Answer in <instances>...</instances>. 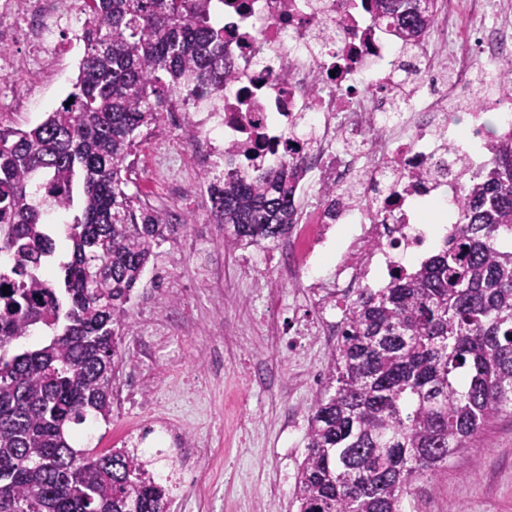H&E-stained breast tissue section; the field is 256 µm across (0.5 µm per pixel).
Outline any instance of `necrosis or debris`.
<instances>
[{"label":"necrosis or debris","instance_id":"1","mask_svg":"<svg viewBox=\"0 0 512 512\" xmlns=\"http://www.w3.org/2000/svg\"><path fill=\"white\" fill-rule=\"evenodd\" d=\"M213 9L231 74L207 111L189 117L171 103L168 126L205 132L214 167L299 169L286 276L304 274L322 305L384 287L430 248L420 219L429 204L457 236L464 188L512 134V88L462 112L450 106L477 72L495 81L512 64V0H434L433 21L410 43L376 22L366 0H216ZM76 13L72 0H0V73L17 67L7 45L23 42L51 77L60 52L52 29ZM407 60L417 75L396 114ZM343 224L356 230L321 274L312 258Z\"/></svg>","mask_w":512,"mask_h":512}]
</instances>
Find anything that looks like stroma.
I'll use <instances>...</instances> for the list:
<instances>
[{"label":"stroma","instance_id":"35a3bbf8","mask_svg":"<svg viewBox=\"0 0 512 512\" xmlns=\"http://www.w3.org/2000/svg\"><path fill=\"white\" fill-rule=\"evenodd\" d=\"M54 38L61 55L53 78L28 66L0 77V89L31 95L24 107L0 111V125L31 128L68 92L84 45L66 23ZM127 162L129 192L149 195L150 207L180 227L158 260L176 293L159 292L149 272L135 288L114 379L130 389V402L92 434L109 448L120 432L165 421L205 449L202 464L189 472L179 465L180 449L162 445L155 433L145 440L163 456L154 465L159 478L176 479L168 512H296L308 417L325 392L334 346L295 336L294 327L343 319L345 307H316L305 281L280 278L284 243L225 249L205 182L217 171L198 167L185 139L146 138ZM170 312L183 327L156 345L152 322ZM404 505V512H512V415L492 419L475 447L418 480Z\"/></svg>","mask_w":512,"mask_h":512}]
</instances>
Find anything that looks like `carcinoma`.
I'll return each instance as SVG.
<instances>
[{"label":"carcinoma","mask_w":512,"mask_h":512,"mask_svg":"<svg viewBox=\"0 0 512 512\" xmlns=\"http://www.w3.org/2000/svg\"><path fill=\"white\" fill-rule=\"evenodd\" d=\"M368 2L409 40L428 24L429 0ZM85 14L67 97L30 129L0 125V512H166L171 497L138 446L77 440L112 419L127 304L178 228L127 193L126 159L171 97L224 87V26L212 0H85ZM297 173L208 181L225 247L288 235ZM78 183L57 276L45 216L70 211ZM460 225L459 241L346 305L326 365L333 393L309 416L298 512H403L416 480L512 410V251L496 244L512 232V136L465 191Z\"/></svg>","instance_id":"obj_1"}]
</instances>
